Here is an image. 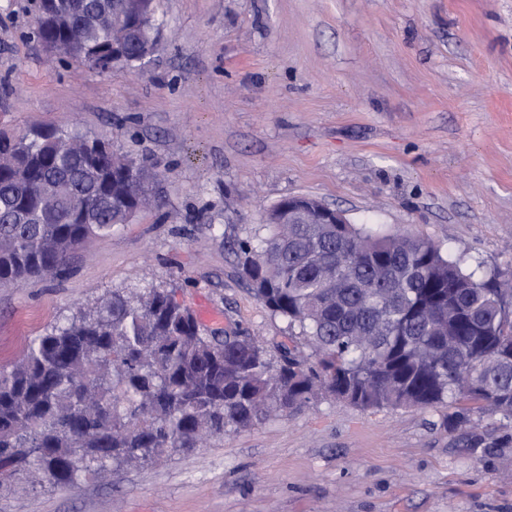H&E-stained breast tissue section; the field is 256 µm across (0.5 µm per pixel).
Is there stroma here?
<instances>
[{"label":"stroma","mask_w":512,"mask_h":512,"mask_svg":"<svg viewBox=\"0 0 512 512\" xmlns=\"http://www.w3.org/2000/svg\"><path fill=\"white\" fill-rule=\"evenodd\" d=\"M35 0H0V132L72 128L152 168L131 223L58 277L0 288V369L115 288L174 290L270 351L288 323L229 242L308 194L350 223L425 237L512 275V0H160L141 67L53 66ZM309 409L62 489L20 479L0 512H512V419ZM481 430L498 448L464 447Z\"/></svg>","instance_id":"stroma-1"}]
</instances>
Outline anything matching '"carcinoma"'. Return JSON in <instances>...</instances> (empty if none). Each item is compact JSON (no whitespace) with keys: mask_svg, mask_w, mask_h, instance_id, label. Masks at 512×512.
<instances>
[{"mask_svg":"<svg viewBox=\"0 0 512 512\" xmlns=\"http://www.w3.org/2000/svg\"><path fill=\"white\" fill-rule=\"evenodd\" d=\"M36 22L67 59L112 58V17L147 0H60ZM72 130L0 133V288L56 276L126 223L153 177ZM234 243L254 295L310 350L274 359L239 331L207 334L166 288H116L0 370V493L35 472L60 488L144 466L330 395L363 410L448 407L452 431L512 417V277H482L428 239L356 224L265 225Z\"/></svg>","mask_w":512,"mask_h":512,"instance_id":"obj_1","label":"carcinoma"}]
</instances>
